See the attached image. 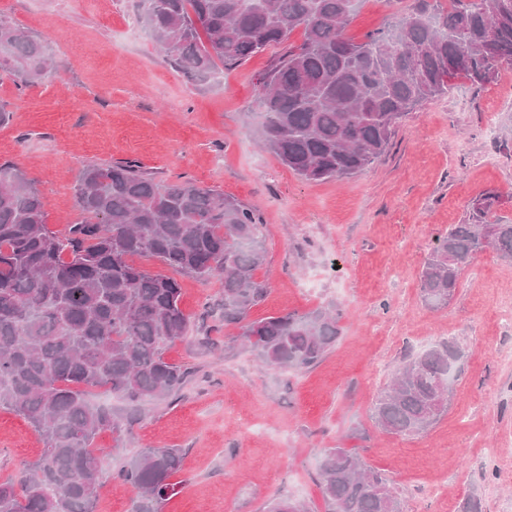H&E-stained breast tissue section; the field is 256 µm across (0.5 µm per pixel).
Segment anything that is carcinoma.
<instances>
[{"mask_svg":"<svg viewBox=\"0 0 512 512\" xmlns=\"http://www.w3.org/2000/svg\"><path fill=\"white\" fill-rule=\"evenodd\" d=\"M359 2L137 0V16L166 60L200 80L287 45L262 82L259 139L303 179L325 181L383 156L400 120L452 80L482 86L512 65V0H410L355 42L345 31ZM49 66L42 41L0 21V72L27 86ZM76 199L78 219L60 237L35 183L0 165V408L45 442L30 468L0 482V512H95L112 457L96 436L109 430L121 441L132 417L90 389L138 414L186 384L188 372L164 357L190 327L180 285L134 258L222 277L224 326L267 365L311 368L342 335L338 309L248 320L267 293L257 277L265 247L254 213L236 200L191 180H158L132 161L85 167ZM497 199L485 193L468 223L436 238L421 273L428 308L448 306L474 255L491 248L512 259V224L492 219ZM459 356L449 343L407 356L373 404L378 427L399 436L432 427L448 411ZM181 462L174 449L150 448L112 478L137 490L134 512H159ZM320 489L326 512H401L390 480L348 448L326 451Z\"/></svg>","mask_w":512,"mask_h":512,"instance_id":"cac0c4a2","label":"carcinoma"}]
</instances>
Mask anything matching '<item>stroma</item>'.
<instances>
[{
    "mask_svg": "<svg viewBox=\"0 0 512 512\" xmlns=\"http://www.w3.org/2000/svg\"><path fill=\"white\" fill-rule=\"evenodd\" d=\"M391 0H362L346 30L383 28ZM0 19L43 41L53 69L25 87L0 73V164L18 167L46 200V222L66 234L79 172L134 161L162 180L185 178L253 210L266 261L259 320L340 307L343 332L315 366L266 365L220 317V279L180 277L189 338L165 353L191 370L176 395L146 405L121 442L96 444L125 461L149 448L182 455L161 512H266L271 498L324 512L318 485L327 449L352 448L395 484L402 512H512V261L493 250L465 266L447 307L425 306L423 264L436 236L465 223L496 192L512 222V65L477 88L458 79L400 123L382 157L353 178L302 179L258 144L259 91L272 54L220 80L174 70L136 22L132 0H0ZM442 341L462 351L447 414L427 432L382 431L372 405L405 353ZM45 444L0 409V481Z\"/></svg>",
    "mask_w": 512,
    "mask_h": 512,
    "instance_id": "35a3bbf8",
    "label": "stroma"
}]
</instances>
